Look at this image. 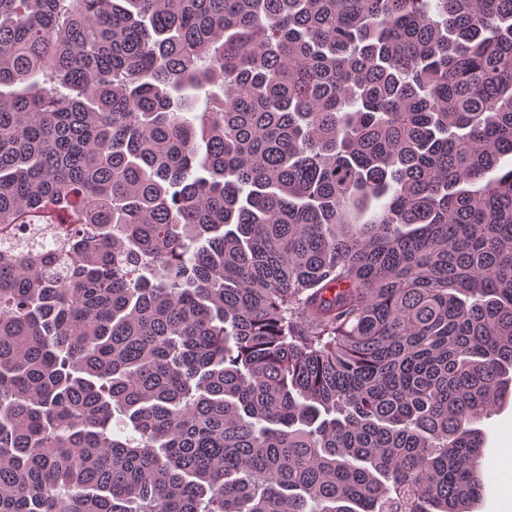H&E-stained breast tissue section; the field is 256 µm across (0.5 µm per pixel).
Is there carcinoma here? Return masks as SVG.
<instances>
[{
    "mask_svg": "<svg viewBox=\"0 0 512 512\" xmlns=\"http://www.w3.org/2000/svg\"><path fill=\"white\" fill-rule=\"evenodd\" d=\"M510 154L512 0H0V512H471Z\"/></svg>",
    "mask_w": 512,
    "mask_h": 512,
    "instance_id": "cac0c4a2",
    "label": "carcinoma"
}]
</instances>
